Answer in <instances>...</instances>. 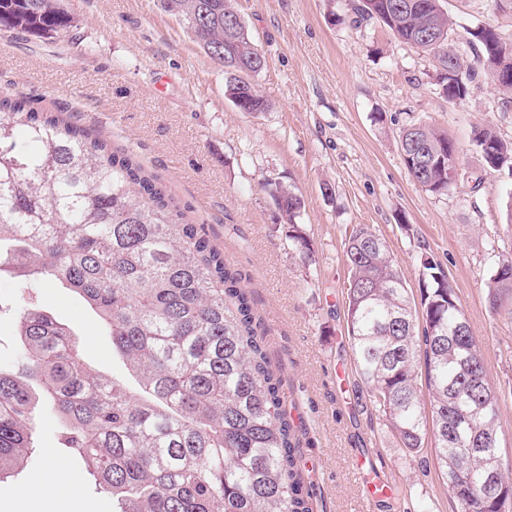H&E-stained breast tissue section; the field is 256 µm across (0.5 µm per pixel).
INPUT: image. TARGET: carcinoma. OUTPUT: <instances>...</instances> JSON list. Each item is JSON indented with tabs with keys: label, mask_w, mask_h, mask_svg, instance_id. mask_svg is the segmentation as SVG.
<instances>
[{
	"label": "carcinoma",
	"mask_w": 512,
	"mask_h": 512,
	"mask_svg": "<svg viewBox=\"0 0 512 512\" xmlns=\"http://www.w3.org/2000/svg\"><path fill=\"white\" fill-rule=\"evenodd\" d=\"M195 42L226 68L225 95L243 112L268 102L247 76L266 66L237 0H161ZM360 20L432 56L461 79L444 91L464 101L482 77L512 65V41L487 26L473 59L449 43L442 0H352ZM62 0H0V30L55 38L71 27ZM413 179L448 193V155L460 151L428 125L405 132ZM474 142L488 168L512 142L489 127ZM288 239L304 260L310 240L294 220L295 191L274 184ZM347 331L357 373L402 447L431 438L437 463L462 512H499L512 498L503 472L487 480L486 453L499 455V399L447 272L422 261L420 307L412 305L386 242L370 227L345 242ZM49 280L74 292L111 336L132 382L95 374L75 328L31 304L15 313L21 373L0 371V480L34 448L35 413L61 421L60 440L81 455L112 494L113 512H311L298 442L283 409L280 379L254 326L253 309L224 252L186 220L159 179L75 116L39 112L0 97V274ZM489 303L512 300V260L490 277Z\"/></svg>",
	"instance_id": "carcinoma-1"
}]
</instances>
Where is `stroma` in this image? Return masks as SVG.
Masks as SVG:
<instances>
[{
  "label": "stroma",
  "mask_w": 512,
  "mask_h": 512,
  "mask_svg": "<svg viewBox=\"0 0 512 512\" xmlns=\"http://www.w3.org/2000/svg\"><path fill=\"white\" fill-rule=\"evenodd\" d=\"M237 3L267 59L251 78L266 111L244 112L227 99L222 67L160 0H64L73 23L62 36L0 32V94L25 97L41 112L76 114L156 175L223 250L282 381L312 512H354L362 482L352 461L370 452L389 479L374 512H414L420 504L459 512L431 445L414 454L401 448L356 371L344 243L358 225L384 238L414 300L422 257L441 263L500 398L498 445L512 463V305L488 302L491 274L512 260V171L488 169L473 142L487 125L512 142V101L484 80L465 101H448L433 58L397 42L377 20L353 23L349 0ZM443 6L453 21L450 40L465 56L482 27L512 39V11L494 0ZM419 124L446 132L461 152L458 186L448 194L426 192L406 168L400 136ZM271 181L300 197L296 221L313 264L289 241ZM26 302L75 326L94 373L126 376L109 336L69 289H26L0 278V304ZM59 431L54 415L39 418L32 455L0 480V512H37V500L22 509L18 496L49 448L77 479L80 512H112L111 493L60 446Z\"/></svg>",
  "instance_id": "35a3bbf8"
}]
</instances>
